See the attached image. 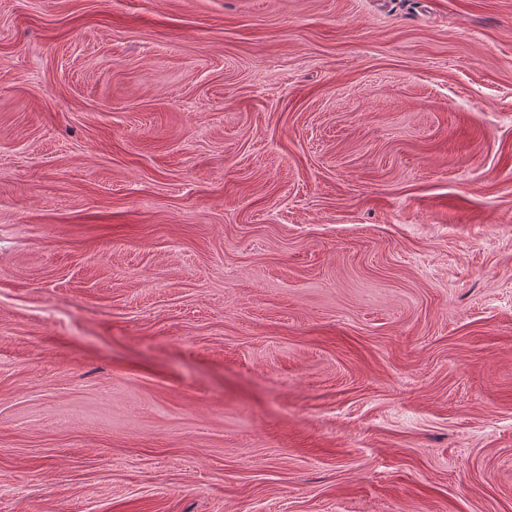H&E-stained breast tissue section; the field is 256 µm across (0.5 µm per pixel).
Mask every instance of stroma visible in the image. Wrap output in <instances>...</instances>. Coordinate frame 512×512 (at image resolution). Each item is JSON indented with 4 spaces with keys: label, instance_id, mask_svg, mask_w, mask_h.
Listing matches in <instances>:
<instances>
[{
    "label": "stroma",
    "instance_id": "stroma-1",
    "mask_svg": "<svg viewBox=\"0 0 512 512\" xmlns=\"http://www.w3.org/2000/svg\"><path fill=\"white\" fill-rule=\"evenodd\" d=\"M0 512H512V0H0Z\"/></svg>",
    "mask_w": 512,
    "mask_h": 512
}]
</instances>
